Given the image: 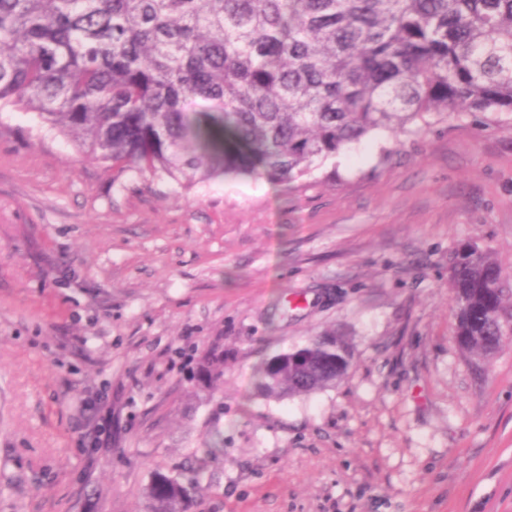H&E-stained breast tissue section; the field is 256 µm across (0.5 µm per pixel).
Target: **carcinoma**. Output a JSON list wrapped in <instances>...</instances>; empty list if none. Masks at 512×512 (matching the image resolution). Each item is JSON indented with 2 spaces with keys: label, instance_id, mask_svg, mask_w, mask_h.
Wrapping results in <instances>:
<instances>
[{
  "label": "carcinoma",
  "instance_id": "obj_1",
  "mask_svg": "<svg viewBox=\"0 0 512 512\" xmlns=\"http://www.w3.org/2000/svg\"><path fill=\"white\" fill-rule=\"evenodd\" d=\"M19 105L121 170L205 183H289L375 130L431 112L512 114V0H0V106ZM460 348L512 331V276L485 251L448 257ZM267 365L270 397L348 373L343 336ZM224 347L194 379L212 389ZM200 478L152 472L150 512H189Z\"/></svg>",
  "mask_w": 512,
  "mask_h": 512
}]
</instances>
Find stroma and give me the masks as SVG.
I'll return each mask as SVG.
<instances>
[{
  "label": "stroma",
  "mask_w": 512,
  "mask_h": 512,
  "mask_svg": "<svg viewBox=\"0 0 512 512\" xmlns=\"http://www.w3.org/2000/svg\"><path fill=\"white\" fill-rule=\"evenodd\" d=\"M464 241L512 275L510 116L377 131L285 187H186L1 111L0 512H148L157 469L202 474L190 512H512V334L458 346ZM325 333L346 379L260 393ZM224 374V347L215 342L200 358L194 379L202 388L213 389Z\"/></svg>",
  "instance_id": "stroma-1"
}]
</instances>
